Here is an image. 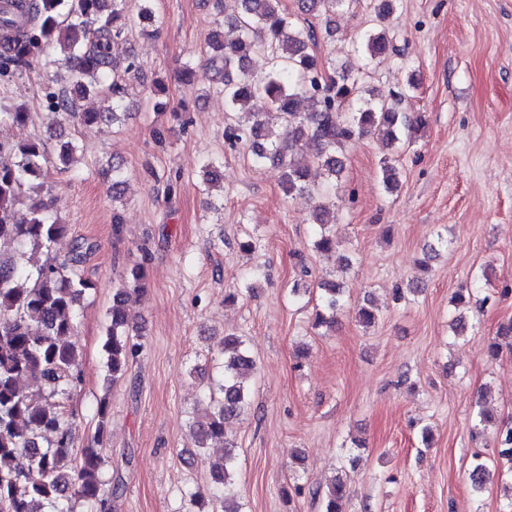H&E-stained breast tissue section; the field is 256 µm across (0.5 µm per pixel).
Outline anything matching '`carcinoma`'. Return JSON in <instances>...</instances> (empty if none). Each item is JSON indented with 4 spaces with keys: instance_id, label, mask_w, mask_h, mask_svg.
<instances>
[{
    "instance_id": "1",
    "label": "carcinoma",
    "mask_w": 512,
    "mask_h": 512,
    "mask_svg": "<svg viewBox=\"0 0 512 512\" xmlns=\"http://www.w3.org/2000/svg\"><path fill=\"white\" fill-rule=\"evenodd\" d=\"M155 0H0V83L27 70L56 69L55 91L48 107L61 116L52 136L57 141V161L66 170L79 147L64 125L80 122L98 125L121 122L128 115L124 100L132 91L156 111L169 102L163 89L134 85L140 65L124 47L129 34L144 33L156 23ZM297 12L282 7V0H214L217 18L207 37L206 65L212 83L224 94L227 123L224 140L232 147L244 143L253 164L281 168V189L290 197L314 201V247L320 253L338 248L329 226L335 212L326 201L329 183L341 178V154L351 141L373 134L388 148L411 144L424 133L425 114L401 112L392 102L365 96L359 79L343 64L325 61L316 53L313 31L298 27L300 15L326 18L325 33L332 35L331 15L347 11L353 0H296ZM399 0H375L374 19L360 43L364 65L386 56L391 40L386 22ZM55 56L49 55V50ZM263 55L268 67L251 69L254 56ZM98 96L106 105L98 112L83 111L80 101ZM31 114L14 105L0 110V122L26 129ZM286 123L291 137L284 141L276 125ZM324 171L327 183L311 180L309 160ZM50 160L46 143L32 136L0 142V512H76L83 501L93 512H112V502L124 493L121 477H104V459L98 451L107 439L109 404L99 402L91 447L72 453L75 437L68 401L79 381L80 352L71 341L76 330L75 306L93 288L83 277L85 264L96 244L85 238L74 241L67 255L53 254L56 241L68 225L52 215L49 182ZM112 200L124 195L127 178L122 164L112 163ZM382 184L388 192L398 189L401 173L390 157L380 162ZM24 206L27 216L16 219ZM113 297L111 323L102 344L112 380L122 377L141 354L144 344L127 309L129 294L145 292L142 264L130 271ZM321 304L314 327H333L344 306L343 288L334 281L319 284ZM512 345V321L501 324L489 340L486 354L498 359L503 347ZM224 376L217 384L220 398L205 417L190 424L194 447L224 445V454L212 462L214 495L222 512H242L234 487L236 454L224 438L228 420L249 407V379L255 361L243 339L224 336ZM31 379L42 388L33 396L20 386ZM478 435L493 431L498 463L512 471V428L503 429L498 417L481 403L473 410ZM492 460L480 453L472 457L471 487L480 491L490 475ZM37 471L40 479H30ZM320 512H345L347 484L335 475L309 490Z\"/></svg>"
}]
</instances>
